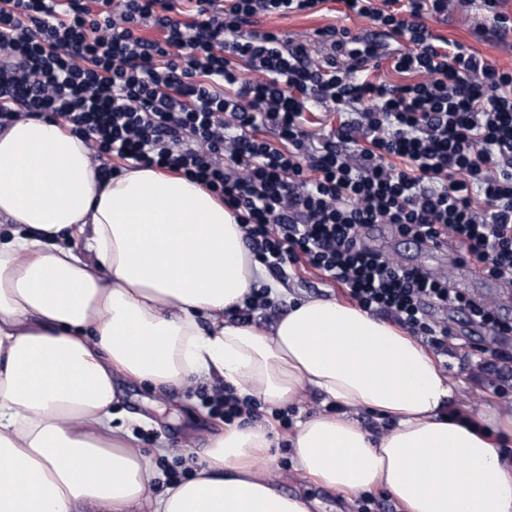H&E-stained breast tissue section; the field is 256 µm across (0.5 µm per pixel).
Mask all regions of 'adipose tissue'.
<instances>
[{
	"instance_id": "ef3b65f1",
	"label": "adipose tissue",
	"mask_w": 512,
	"mask_h": 512,
	"mask_svg": "<svg viewBox=\"0 0 512 512\" xmlns=\"http://www.w3.org/2000/svg\"><path fill=\"white\" fill-rule=\"evenodd\" d=\"M259 268L233 215L187 179H101L85 140L43 118L0 135V512H311L283 491L273 424L224 425L203 465L162 485L112 404L123 379L221 382L271 407L314 389L299 470L344 499L382 489L402 512H512L499 433L445 413L452 387L416 339L338 301H297L271 330L226 318ZM391 420L375 436L356 419Z\"/></svg>"
}]
</instances>
